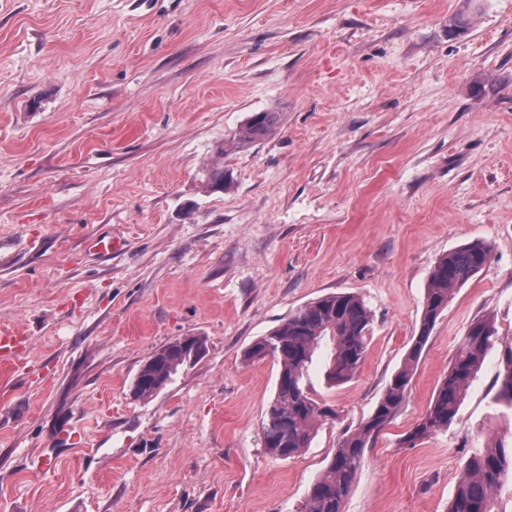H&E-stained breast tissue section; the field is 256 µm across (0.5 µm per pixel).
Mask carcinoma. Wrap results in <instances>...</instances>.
Here are the masks:
<instances>
[{"label":"carcinoma","instance_id":"1","mask_svg":"<svg viewBox=\"0 0 512 512\" xmlns=\"http://www.w3.org/2000/svg\"><path fill=\"white\" fill-rule=\"evenodd\" d=\"M279 121L278 112L251 115L224 140L219 154L265 139ZM227 181L222 166L207 172L210 189L222 190ZM490 252L487 243L475 240L449 251L436 262L430 272L418 332L402 367L393 375L373 412L343 435L326 470L312 484L302 512H344V502L362 467L365 449L406 400L413 366L439 316L448 307L452 291L484 267ZM371 323V310L363 298L353 293L328 294L297 308L281 325L255 340L246 350L245 357L249 360L270 357L278 365L276 389L263 426L264 446L272 456L282 460L296 456L309 447L319 425L336 417L331 406L312 398L306 385L309 365L327 340V382L339 385L351 380L364 361ZM496 334L489 316L471 323L448 374L438 385L426 413L405 438L406 442L413 443L448 426ZM205 348L200 336H184L169 342L142 365L134 380L133 395L142 400L152 398L191 364L192 353ZM498 401L512 407V352L505 359ZM511 475L512 442L500 441L488 452L469 458L458 478L448 512H495L493 492Z\"/></svg>","mask_w":512,"mask_h":512}]
</instances>
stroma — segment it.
<instances>
[{
  "label": "stroma",
  "mask_w": 512,
  "mask_h": 512,
  "mask_svg": "<svg viewBox=\"0 0 512 512\" xmlns=\"http://www.w3.org/2000/svg\"><path fill=\"white\" fill-rule=\"evenodd\" d=\"M0 0V512H300L401 368L430 272L474 240L406 401L344 512H447L465 461L512 437V0ZM278 128L230 153L253 113ZM109 236L111 253L96 252ZM354 293L373 323L337 416L268 453L278 366L248 361L297 307ZM498 336L447 429L408 443L469 325ZM204 354L150 400L145 361ZM74 437L62 443L63 434ZM206 348L200 336L177 338L158 350L140 368L133 385V395L142 400L152 398L168 384L178 372L194 361L192 352L198 353ZM162 385V388L159 386Z\"/></svg>",
  "instance_id": "obj_1"
}]
</instances>
